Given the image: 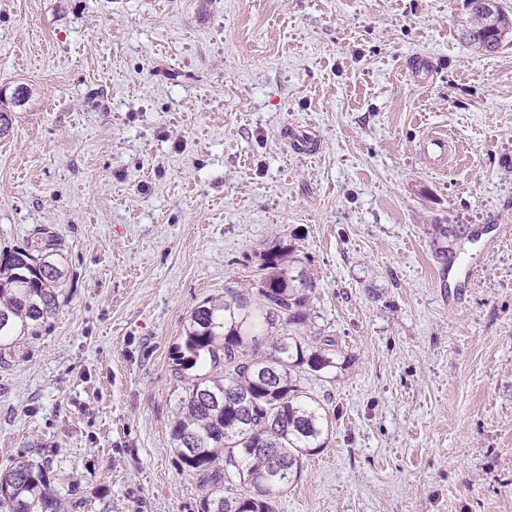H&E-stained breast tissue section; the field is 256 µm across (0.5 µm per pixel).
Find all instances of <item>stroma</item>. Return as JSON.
<instances>
[{
    "label": "stroma",
    "instance_id": "35a3bbf8",
    "mask_svg": "<svg viewBox=\"0 0 512 512\" xmlns=\"http://www.w3.org/2000/svg\"><path fill=\"white\" fill-rule=\"evenodd\" d=\"M464 0H0V253L60 243L0 365V470L76 512H197L171 427L190 312L293 248L346 365L276 512H512V43ZM416 55L429 73L413 77ZM456 142L446 167L419 151ZM465 0L467 14L460 21L464 42L479 53L494 54L512 36V15L500 0ZM420 151L429 165L442 168L450 152L448 134L446 132L426 134L421 141Z\"/></svg>",
    "mask_w": 512,
    "mask_h": 512
}]
</instances>
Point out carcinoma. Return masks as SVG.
<instances>
[{
  "label": "carcinoma",
  "mask_w": 512,
  "mask_h": 512,
  "mask_svg": "<svg viewBox=\"0 0 512 512\" xmlns=\"http://www.w3.org/2000/svg\"><path fill=\"white\" fill-rule=\"evenodd\" d=\"M464 42L493 54L512 36L501 0H465ZM61 245L51 235L0 256V346L37 336L56 310L64 276ZM291 249L268 253L272 274L254 289L207 299L190 314L177 360L207 370L187 383L172 444L182 469L197 476L198 512H275L298 478L303 459L322 448L329 411L301 379L338 369L336 342L302 335L313 284ZM279 324L272 336L263 327ZM0 507L7 512H61L44 466L22 456L0 471Z\"/></svg>",
  "instance_id": "obj_1"
}]
</instances>
